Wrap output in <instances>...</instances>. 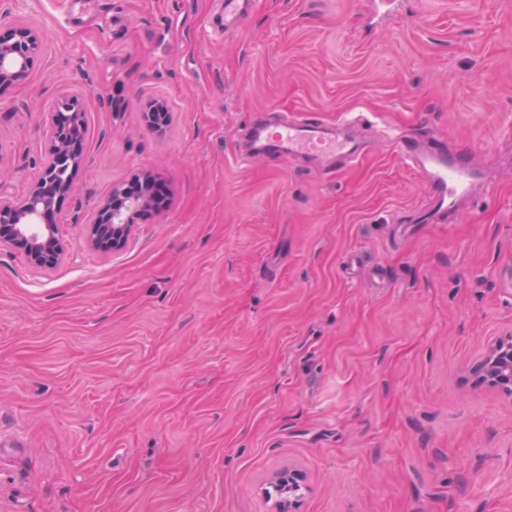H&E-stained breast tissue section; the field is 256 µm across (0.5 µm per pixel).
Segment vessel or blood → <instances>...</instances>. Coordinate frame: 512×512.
<instances>
[{
    "mask_svg": "<svg viewBox=\"0 0 512 512\" xmlns=\"http://www.w3.org/2000/svg\"><path fill=\"white\" fill-rule=\"evenodd\" d=\"M248 136L253 150L267 158L308 155L352 161L360 155L359 145L324 131L303 116L277 125L255 121ZM395 144L400 155L425 177L437 210L455 214L458 200L468 194L477 177L469 150L451 153L440 146L424 150L419 141L405 136L396 137Z\"/></svg>",
    "mask_w": 512,
    "mask_h": 512,
    "instance_id": "obj_1",
    "label": "vessel or blood"
}]
</instances>
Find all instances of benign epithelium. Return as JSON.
<instances>
[{
	"label": "benign epithelium",
	"instance_id": "1",
	"mask_svg": "<svg viewBox=\"0 0 512 512\" xmlns=\"http://www.w3.org/2000/svg\"><path fill=\"white\" fill-rule=\"evenodd\" d=\"M43 39L39 32L25 24H14L0 29V88L20 82L33 62L43 52ZM145 121L155 126L156 119L167 122L168 110L164 103L152 101L143 108ZM85 106L80 95L61 98L46 124L49 131L48 161L41 168L37 180L27 193L13 198L0 191V246H6L22 255L34 268L50 269L63 256V248L56 234L55 216L60 203L74 193L73 173L85 160L83 138L76 129L84 124ZM67 160L70 169L66 178L56 182L53 191L46 193L42 186L53 178L50 160ZM143 190L133 196L127 187L118 186L99 205L98 213L104 223L92 224L89 241L93 248L109 253L121 249L135 228L136 216L151 207L150 187L152 174L138 175ZM478 385H488L508 392L512 396V336L503 344L488 349L472 369ZM269 499L275 500L276 512H288L301 496L304 488L302 473L294 470L276 472L268 481Z\"/></svg>",
	"mask_w": 512,
	"mask_h": 512
}]
</instances>
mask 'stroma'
Instances as JSON below:
<instances>
[{"label": "stroma", "mask_w": 512, "mask_h": 512, "mask_svg": "<svg viewBox=\"0 0 512 512\" xmlns=\"http://www.w3.org/2000/svg\"><path fill=\"white\" fill-rule=\"evenodd\" d=\"M0 0L44 50L0 90V188L85 93L86 162L36 269L0 247V512H512V398L473 362L512 333V0ZM163 101L169 123L141 107ZM361 118L352 165L242 151L256 114ZM473 148L454 222L384 127ZM166 194L121 250L112 188ZM136 180H140L143 185L141 192L129 197L127 185L118 186L99 205L98 215L102 214L106 220L104 224L90 225L89 241L93 248L103 253L120 250L136 226V216L151 207L152 174L142 173ZM302 473L294 470H284L276 472L268 481L269 488L273 494L266 492L267 498H274L276 510L278 512H287L289 507L296 502L300 496V491L304 488Z\"/></svg>", "instance_id": "1"}]
</instances>
